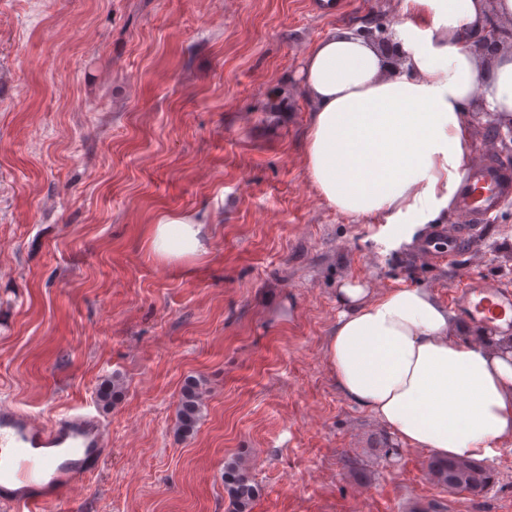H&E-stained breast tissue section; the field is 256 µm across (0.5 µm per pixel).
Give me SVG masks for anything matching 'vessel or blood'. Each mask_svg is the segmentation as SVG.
I'll list each match as a JSON object with an SVG mask.
<instances>
[{
    "label": "vessel or blood",
    "instance_id": "1",
    "mask_svg": "<svg viewBox=\"0 0 512 512\" xmlns=\"http://www.w3.org/2000/svg\"><path fill=\"white\" fill-rule=\"evenodd\" d=\"M512 200V168L486 162L467 173L457 210L465 217L458 236L473 240V224L492 221ZM455 302L480 323H512V291L469 282L453 294ZM112 448L100 418L89 411L61 415L51 425L10 403L0 404V512H44L69 501L81 479L91 476Z\"/></svg>",
    "mask_w": 512,
    "mask_h": 512
}]
</instances>
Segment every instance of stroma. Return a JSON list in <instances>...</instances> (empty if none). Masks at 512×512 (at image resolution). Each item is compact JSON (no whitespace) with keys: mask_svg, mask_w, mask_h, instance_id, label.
Returning a JSON list of instances; mask_svg holds the SVG:
<instances>
[{"mask_svg":"<svg viewBox=\"0 0 512 512\" xmlns=\"http://www.w3.org/2000/svg\"><path fill=\"white\" fill-rule=\"evenodd\" d=\"M312 2L0 0V403L105 424L78 512H232V460L259 489L251 512H512L511 445L480 496L457 492L336 390L337 288H512V202L457 251L433 240L454 206L409 242L331 207L306 174L305 55L405 17L403 0ZM467 124L470 165H512L491 113ZM168 213L204 224L205 254L150 252ZM189 378L202 407L184 437Z\"/></svg>","mask_w":512,"mask_h":512,"instance_id":"stroma-1","label":"stroma"}]
</instances>
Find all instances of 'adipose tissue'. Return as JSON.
<instances>
[{
	"label": "adipose tissue",
	"instance_id": "obj_1",
	"mask_svg": "<svg viewBox=\"0 0 512 512\" xmlns=\"http://www.w3.org/2000/svg\"><path fill=\"white\" fill-rule=\"evenodd\" d=\"M512 0H403V61L334 31L311 46L303 89L312 105L305 164L318 194L341 213L380 216L405 239L449 205L466 174V117L475 102L512 124V58L491 63L465 43L488 7ZM203 226L159 218L153 253L203 254ZM327 341L337 391L404 448L438 458H490L512 442V336L472 333L430 289L345 283Z\"/></svg>",
	"mask_w": 512,
	"mask_h": 512
}]
</instances>
